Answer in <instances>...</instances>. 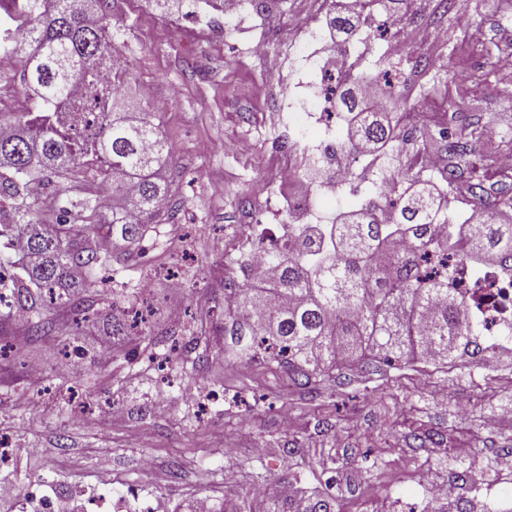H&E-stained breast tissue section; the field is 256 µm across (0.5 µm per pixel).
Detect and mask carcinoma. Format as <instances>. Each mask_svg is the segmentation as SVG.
I'll return each mask as SVG.
<instances>
[{
  "instance_id": "obj_1",
  "label": "carcinoma",
  "mask_w": 512,
  "mask_h": 512,
  "mask_svg": "<svg viewBox=\"0 0 512 512\" xmlns=\"http://www.w3.org/2000/svg\"><path fill=\"white\" fill-rule=\"evenodd\" d=\"M98 0H0V48L19 52L41 49L32 67L23 66L22 84L33 90L38 107L0 114V198L11 201L0 218V245L13 251L7 262L15 269L10 282L0 279L14 305L39 313L45 299L65 304L75 322L90 319L86 293L96 287L100 267L121 263L171 201L163 174L170 150L152 122L153 113L134 110L117 94L105 96L99 84L124 82L126 72L103 77L99 56L113 57L109 19ZM326 17V25L350 40L359 32L363 0H347ZM352 82H376L382 94L400 88L397 64L357 59ZM419 87L430 96L441 93L442 78L426 56L413 57ZM342 107L364 114L346 134L345 146L373 142L388 149L379 177L394 160L398 121L381 119L345 88ZM430 146L440 155H468V142L448 143V127L434 124ZM81 173L112 188V217L98 197L69 201L53 224L33 217L30 199L37 188L60 186ZM455 167L445 165L436 176L417 180L420 187L403 190L387 204L391 220L383 221L380 205L368 201L354 210L356 219L342 224H290L283 240L266 248L275 271L268 285L233 289L246 315L224 324V357L228 362L263 359L288 368L309 384L332 378V371L359 357L380 356L388 363L411 356L433 355L432 364L457 368L489 347L479 342L466 306L448 284V275L430 276L431 256L455 252L481 263L497 261L512 271V223L483 207L480 184L470 187L477 200L472 224L448 223L439 207L440 185L450 186ZM77 210L88 224H71ZM258 512H334L329 495L292 501L263 496Z\"/></svg>"
}]
</instances>
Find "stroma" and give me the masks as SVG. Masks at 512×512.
Masks as SVG:
<instances>
[{
	"label": "stroma",
	"mask_w": 512,
	"mask_h": 512,
	"mask_svg": "<svg viewBox=\"0 0 512 512\" xmlns=\"http://www.w3.org/2000/svg\"><path fill=\"white\" fill-rule=\"evenodd\" d=\"M122 20L113 43L131 77L124 97L144 107L150 86L165 105L156 116L172 148L167 176L173 207L151 224L124 264L114 267L106 302L91 323L76 326L68 308L49 306L51 335L32 341L12 319L0 344V434L15 460L1 477L17 512L31 492L54 488L76 500L111 492L128 512H183L198 496L242 502L251 489L312 495L329 490L335 512H427L425 487L458 480L459 496L442 512H504L498 488L512 486V363L484 354L450 372L413 360L340 368L314 386L295 385L277 364L224 359V288L234 283L236 225L267 212L266 237L286 220L269 121L281 85L315 83L308 59L321 53L309 32L322 28L312 0H287L261 27L245 10L230 27L204 28L219 12L194 0H107ZM472 25L442 13L440 0H410L408 17L447 38L410 54L432 53L448 79L452 132L478 131L452 191L467 197L482 182L483 199L512 198V174L497 159L512 153V74L496 60L512 30V0H479ZM264 39L265 56L244 47ZM21 59L0 52V113L24 112L34 100L21 85ZM247 140V154L226 150ZM374 195L370 180L346 185L337 199L310 195L309 223H329ZM146 308L138 341L108 336L111 317ZM187 309L185 324L171 308ZM432 442L418 444V436ZM58 447L52 462L40 451ZM375 459L369 472L357 468Z\"/></svg>",
	"instance_id": "obj_1"
}]
</instances>
